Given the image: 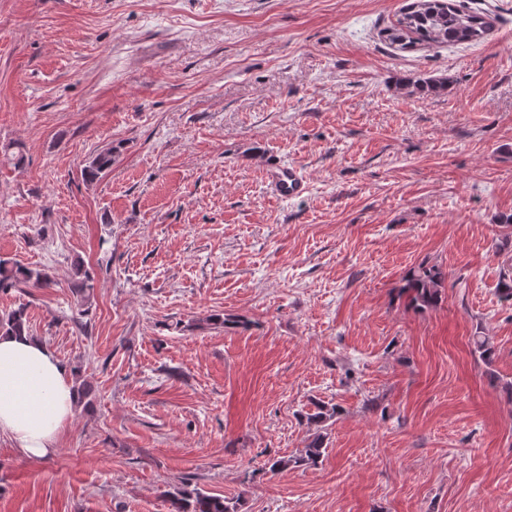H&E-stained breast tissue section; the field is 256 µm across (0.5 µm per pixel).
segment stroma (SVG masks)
Instances as JSON below:
<instances>
[{
    "label": "stroma",
    "instance_id": "obj_1",
    "mask_svg": "<svg viewBox=\"0 0 512 512\" xmlns=\"http://www.w3.org/2000/svg\"><path fill=\"white\" fill-rule=\"evenodd\" d=\"M469 2L487 38L399 50L407 0H0V146L25 154L0 258L54 280L0 314L91 389L46 456L0 435V512H169L186 477L240 512H512V0ZM422 262L445 280L417 312ZM318 403L322 462L267 472ZM116 147H110L98 153L89 165L83 169V177L87 182H94L102 177L112 168V164L116 160ZM270 176L272 190L281 198H296L306 191V179L296 167L275 164ZM443 273L435 266L419 265L412 270L405 284L399 289V296L405 297L414 310L423 311L437 305Z\"/></svg>",
    "mask_w": 512,
    "mask_h": 512
}]
</instances>
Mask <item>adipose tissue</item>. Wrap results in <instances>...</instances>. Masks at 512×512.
<instances>
[{
  "label": "adipose tissue",
  "instance_id": "obj_1",
  "mask_svg": "<svg viewBox=\"0 0 512 512\" xmlns=\"http://www.w3.org/2000/svg\"><path fill=\"white\" fill-rule=\"evenodd\" d=\"M77 394L67 367L28 333L0 335V433L24 453L46 455Z\"/></svg>",
  "mask_w": 512,
  "mask_h": 512
}]
</instances>
